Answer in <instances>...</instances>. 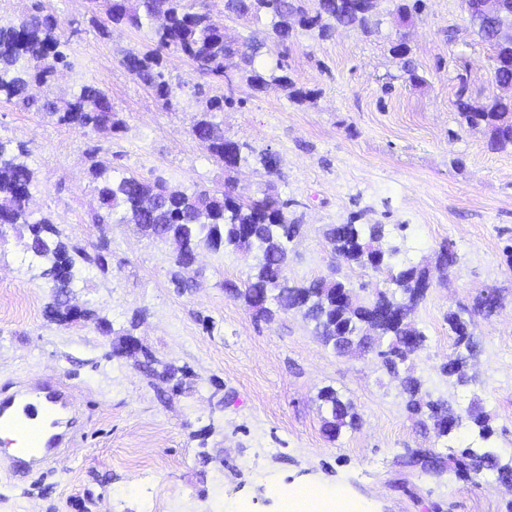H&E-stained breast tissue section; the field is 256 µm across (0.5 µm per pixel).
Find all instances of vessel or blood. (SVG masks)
Instances as JSON below:
<instances>
[{
    "label": "vessel or blood",
    "mask_w": 512,
    "mask_h": 512,
    "mask_svg": "<svg viewBox=\"0 0 512 512\" xmlns=\"http://www.w3.org/2000/svg\"><path fill=\"white\" fill-rule=\"evenodd\" d=\"M74 399L67 387L37 378L0 396V430L13 437L11 465L34 468L74 439Z\"/></svg>",
    "instance_id": "vessel-or-blood-1"
}]
</instances>
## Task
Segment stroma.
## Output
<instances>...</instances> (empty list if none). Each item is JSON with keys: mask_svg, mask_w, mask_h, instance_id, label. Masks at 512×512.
<instances>
[{"mask_svg": "<svg viewBox=\"0 0 512 512\" xmlns=\"http://www.w3.org/2000/svg\"><path fill=\"white\" fill-rule=\"evenodd\" d=\"M42 2L69 39V65L51 92L98 87L125 128L85 134L0 99V139L29 152L34 218H49L108 259V273L83 272L75 302L116 329L137 319L140 343L189 376L173 393L132 360L111 356V339L94 322L54 321L51 284L25 249L26 232L7 231L0 239V393L37 376L58 380L72 391L82 428L76 446L34 476L0 467V512H284L289 492L304 485L340 492L363 512H512V486L495 472L475 486L450 468L438 475L402 462L419 448L444 458L457 448L512 457V151L491 150L482 129L459 123V83L473 101L484 100L494 70L461 0H426L407 28L415 84L389 51L397 26L388 0L370 36L340 28L320 40L296 30L259 65L267 72L284 61L296 86L314 95L303 104L237 77L200 75L186 55L158 49L151 26L98 29L88 0ZM451 26L458 31L452 42L444 34ZM130 49L158 51L176 105L166 106L121 65ZM197 83L234 98L214 122L254 153L274 155L275 174L251 160L226 171L193 138ZM92 142L106 149L116 176L214 191L229 180L242 200L288 201L286 216L301 224L288 259L297 281L335 274L371 292L387 288L383 274L334 263L322 234L352 218L383 224L382 247H399L400 265L429 276L410 315L427 340L407 362L422 398L461 410L478 405L489 434L466 418L437 437L407 411L400 378L376 353H335L300 315L258 318L226 297L224 282L246 281L255 254L201 250L183 271L192 288L177 292L172 244L131 224L91 223L98 197L84 150ZM445 244L458 256L447 270L435 263ZM460 309L469 311L477 343L463 386L443 371L455 349L448 314ZM326 387L360 417L358 428L332 439L319 398Z\"/></svg>", "mask_w": 512, "mask_h": 512, "instance_id": "35a3bbf8", "label": "stroma"}]
</instances>
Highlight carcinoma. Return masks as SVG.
I'll return each mask as SVG.
<instances>
[{"mask_svg": "<svg viewBox=\"0 0 512 512\" xmlns=\"http://www.w3.org/2000/svg\"><path fill=\"white\" fill-rule=\"evenodd\" d=\"M114 24L134 28L151 24L155 13L163 11L167 23L154 28L160 49L181 52L188 56L196 69L207 75L230 80L227 68L237 71L239 77L254 89H282L297 101L311 98L312 93L294 88L288 74H262L256 61L267 39L285 45L296 28L316 33L322 40L331 37L338 25L359 30L370 36L381 23L379 2L374 0L359 12L336 9V0H224V13L232 19L259 22L270 19L271 33L262 39L242 43L214 30L207 21V0H194L190 6L185 0H92ZM393 15L403 23H410L425 9L424 0H391ZM476 34L493 50V58L511 59L512 43L491 41L488 31L471 22ZM68 39L58 20L44 13L41 0H33L31 8L8 25H0V97L17 100L25 107L37 106L56 118L57 122L75 125L85 131L110 130L119 132L123 122L117 117L112 102L99 88L83 85L68 98H44L42 103L30 96V87L41 84L50 87L60 66L68 65L65 47ZM390 53L400 60L401 69L412 82L418 80L417 66L410 50L398 43L391 44ZM132 75L150 86L156 96L171 103L176 91L165 79L159 66V56L128 52L120 60ZM230 96L214 95L205 99L203 116L192 129V135L208 152L231 171L248 159V144L233 148L231 159L224 156L230 146L224 131L211 120V114L231 108ZM458 114L469 127L482 126L497 150L512 148V95L491 93L480 106L470 103L466 90L457 91ZM103 147L90 145L85 154L91 161L90 174L97 186L98 210L91 215L94 224H133L144 235L158 241L176 240L183 250L191 252L205 247L209 250L232 248L236 251L257 252L258 262L243 286L224 283V291L241 299L258 317H270L274 312H297L313 325L315 336L336 353L353 348L368 347L381 359L390 372L424 347L425 334L415 324L374 322L369 319L368 307H398L415 300L417 290L426 279V272L415 267L395 269L393 262L399 250L395 246L385 250L382 265H372L370 249L384 237L382 224H331L324 236L331 253L347 263L385 273L394 285L390 292L379 291L361 298L350 284L335 278L319 277L296 282L288 277V245L299 225L288 220L284 209L288 202L271 196L241 203L232 196L230 182L222 192L194 190L189 192L163 182H148L134 176L114 178L101 157ZM28 153L11 147V142L0 140V237L4 230L19 226L27 228L25 242L31 255L46 263V273L54 281V290L72 292V288L87 269L108 272V261L99 252L91 253L81 242L70 244L60 239V232L49 219H36L28 209L34 170L27 162ZM448 324L455 334V355L448 358L444 371L456 382L470 381L466 366L473 356L474 344L466 332L467 321L460 312L448 314ZM144 360L138 366L157 378L175 381L173 390H182L183 381L177 377L179 369L164 365L158 372L153 367L156 358L146 348H140ZM408 395L407 409L416 415H425L432 423H452L461 419V413L445 400L425 401L420 397L421 382L408 375L404 379ZM328 410L323 431L336 437L345 426H358L352 405L343 401L335 389L327 387L319 394ZM456 475L477 483L485 469L497 471L500 479L512 480V462L501 463L489 449L464 448L453 456Z\"/></svg>", "mask_w": 512, "mask_h": 512, "instance_id": "1", "label": "carcinoma"}]
</instances>
